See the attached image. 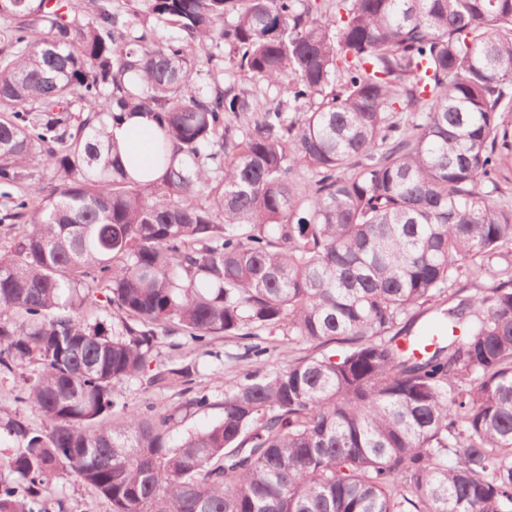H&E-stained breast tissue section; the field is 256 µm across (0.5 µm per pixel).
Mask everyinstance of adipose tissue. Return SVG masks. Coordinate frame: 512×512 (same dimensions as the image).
Instances as JSON below:
<instances>
[{"label":"adipose tissue","instance_id":"obj_1","mask_svg":"<svg viewBox=\"0 0 512 512\" xmlns=\"http://www.w3.org/2000/svg\"><path fill=\"white\" fill-rule=\"evenodd\" d=\"M155 132V123L142 113L131 114L121 123L107 127L127 168L148 172L153 179L159 175L153 163Z\"/></svg>","mask_w":512,"mask_h":512}]
</instances>
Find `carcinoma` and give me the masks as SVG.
<instances>
[{
    "instance_id": "carcinoma-1",
    "label": "carcinoma",
    "mask_w": 512,
    "mask_h": 512,
    "mask_svg": "<svg viewBox=\"0 0 512 512\" xmlns=\"http://www.w3.org/2000/svg\"><path fill=\"white\" fill-rule=\"evenodd\" d=\"M0 21V198L25 219L0 372L37 363L46 419L0 420V512H73L43 496L62 475L112 512H512V0H0ZM127 112L158 120L151 183L108 138ZM35 157L57 185L24 183ZM464 274L494 285L463 297ZM100 289L110 332L82 318ZM285 329L311 353L269 368ZM177 331L253 366L173 444L176 412L117 386L213 406L154 363ZM499 197L512 202V152L504 151L497 172ZM120 389L124 399L132 405L153 403L157 408L171 409L185 402V396L179 394L178 389L144 391L140 383L134 381L123 383Z\"/></svg>"
}]
</instances>
